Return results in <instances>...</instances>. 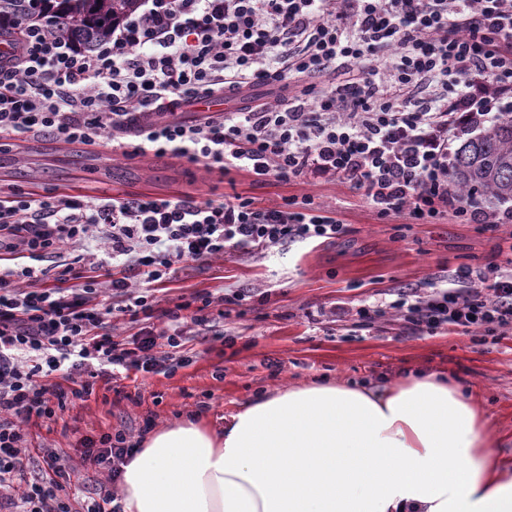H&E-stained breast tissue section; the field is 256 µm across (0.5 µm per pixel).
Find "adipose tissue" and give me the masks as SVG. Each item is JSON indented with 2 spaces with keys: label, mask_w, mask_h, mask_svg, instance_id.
Masks as SVG:
<instances>
[{
  "label": "adipose tissue",
  "mask_w": 512,
  "mask_h": 512,
  "mask_svg": "<svg viewBox=\"0 0 512 512\" xmlns=\"http://www.w3.org/2000/svg\"><path fill=\"white\" fill-rule=\"evenodd\" d=\"M122 470L123 512H512L476 395L426 370L259 393L223 433L150 434Z\"/></svg>",
  "instance_id": "1"
}]
</instances>
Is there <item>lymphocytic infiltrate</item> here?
<instances>
[{"label": "lymphocytic infiltrate", "mask_w": 512, "mask_h": 512, "mask_svg": "<svg viewBox=\"0 0 512 512\" xmlns=\"http://www.w3.org/2000/svg\"><path fill=\"white\" fill-rule=\"evenodd\" d=\"M269 87L273 100L171 119L182 101ZM512 115V0H140L86 47L47 18L0 9V135L170 154L253 183L337 181L387 218L451 213L496 236L512 206L473 207L452 183L454 144ZM343 227L311 196L265 204L102 192L0 190V512H122L111 486L134 452L123 432L80 441L104 482L74 494L77 468L31 452L27 428L84 402L97 381L192 363L212 330L211 294L151 318L159 286L229 251L331 239ZM72 246L79 253L65 259ZM459 287L393 301L420 332L512 331V273L459 272ZM154 318L140 323H129V320H117L112 322V334L118 336V339L127 338L137 334L141 327L151 324L159 330L163 327L165 318L161 316V311H156Z\"/></svg>", "instance_id": "f902f5d3"}]
</instances>
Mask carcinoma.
Here are the masks:
<instances>
[{
    "instance_id": "cac0c4a2",
    "label": "carcinoma",
    "mask_w": 512,
    "mask_h": 512,
    "mask_svg": "<svg viewBox=\"0 0 512 512\" xmlns=\"http://www.w3.org/2000/svg\"><path fill=\"white\" fill-rule=\"evenodd\" d=\"M138 0H32L34 5H54L51 14L59 26L83 39L102 40L112 22L132 11ZM452 179L467 198L512 201V117L503 118L458 150Z\"/></svg>"
}]
</instances>
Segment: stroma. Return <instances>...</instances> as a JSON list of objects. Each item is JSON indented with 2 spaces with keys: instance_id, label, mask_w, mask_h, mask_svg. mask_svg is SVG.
Returning a JSON list of instances; mask_svg holds the SVG:
<instances>
[{
  "instance_id": "35a3bbf8",
  "label": "stroma",
  "mask_w": 512,
  "mask_h": 512,
  "mask_svg": "<svg viewBox=\"0 0 512 512\" xmlns=\"http://www.w3.org/2000/svg\"><path fill=\"white\" fill-rule=\"evenodd\" d=\"M106 145L86 146V166L68 169L67 143L35 135L0 147V188L52 189L61 194L80 187L88 194L109 184L99 161ZM119 190L199 200L237 190L259 200L309 195L328 206L344 226L325 243L296 242L242 255L228 252L186 271L167 284L165 296L178 299L209 292L213 297L242 288L256 298L233 307L213 337L196 344L197 356L173 375L100 384L91 398L62 413L48 428H33L35 444L77 456L85 435L125 431L128 440L200 413L214 431L255 390L274 391L322 379L380 380L405 371L430 368L478 391L487 412L495 454L512 462V331L490 342L440 329L417 333L395 311L369 324L356 311L392 300L402 287L426 293L448 287L458 270L505 257L475 224L446 214L429 223L408 216L379 218L360 196L338 182L254 184L247 173L234 184L201 165L170 155L132 160L113 156ZM343 314H336V307Z\"/></svg>"
}]
</instances>
